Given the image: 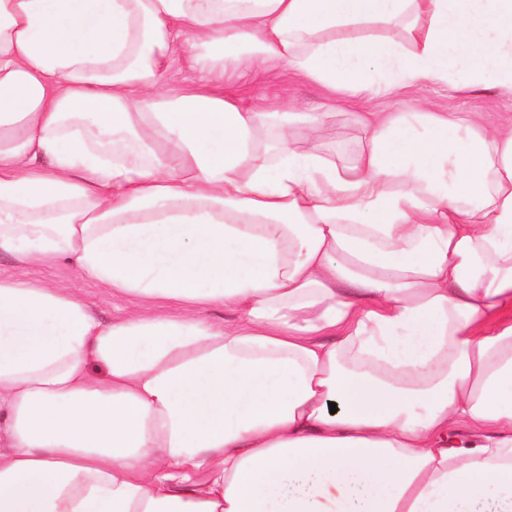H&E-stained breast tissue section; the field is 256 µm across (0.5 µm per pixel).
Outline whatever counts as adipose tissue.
I'll return each instance as SVG.
<instances>
[{"instance_id": "adipose-tissue-1", "label": "adipose tissue", "mask_w": 512, "mask_h": 512, "mask_svg": "<svg viewBox=\"0 0 512 512\" xmlns=\"http://www.w3.org/2000/svg\"><path fill=\"white\" fill-rule=\"evenodd\" d=\"M512 88V0H0V512H512V114L169 93ZM233 313L226 325L211 308ZM200 76L197 70L188 67L173 68L165 74L164 85L172 93H182L200 85ZM224 89L242 103L253 106L288 93L302 108L333 112L312 139L303 133H299L297 138L302 147H310L314 143L336 146V153L344 157L350 156L357 148L359 112H411L414 109L427 112H484L490 122L496 121L500 114L498 112L512 113V90L507 88L488 87L463 93L456 91L449 83L435 82L415 90L400 91L363 106L349 101L340 92H328L292 69H275L270 76L254 73L237 75L225 81ZM0 276L22 277L36 284L70 288L76 298L88 303L103 320L120 319L137 304V299L131 295H112V289L107 286L80 277L63 261L20 268L9 257L1 256Z\"/></svg>"}]
</instances>
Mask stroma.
<instances>
[{"label": "stroma", "mask_w": 512, "mask_h": 512, "mask_svg": "<svg viewBox=\"0 0 512 512\" xmlns=\"http://www.w3.org/2000/svg\"><path fill=\"white\" fill-rule=\"evenodd\" d=\"M226 93L242 103L259 106L266 99L285 93L303 108L328 113L329 118L314 138L299 135L300 146L325 143L334 146L341 156H350L356 149L360 135L358 114L363 109L373 112H409L420 109L427 112H481L488 121H495L500 113H512V90L489 87L474 92L456 91L449 83H428L414 90H404L376 100L369 107L349 101L341 93H330L319 84L308 80L294 70L277 69L271 75L254 73L237 75L224 84ZM1 277H21L33 283L70 288L73 295L88 303L105 320L122 318L134 309L137 300L127 294H115L107 286L82 278L68 263L60 261L46 265L20 268L6 256L0 257Z\"/></svg>", "instance_id": "35a3bbf8"}]
</instances>
